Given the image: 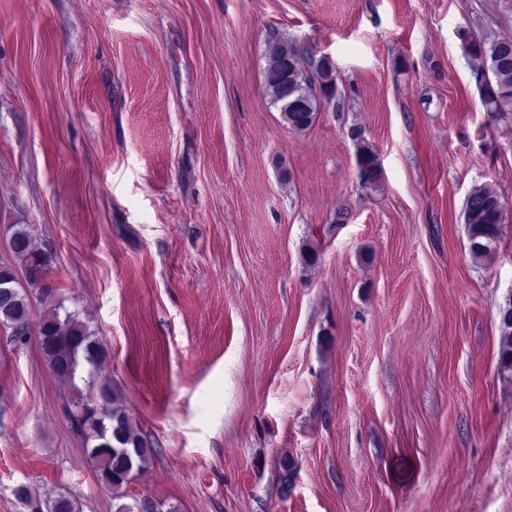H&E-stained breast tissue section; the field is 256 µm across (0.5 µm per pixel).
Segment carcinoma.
Instances as JSON below:
<instances>
[{
	"label": "carcinoma",
	"mask_w": 512,
	"mask_h": 512,
	"mask_svg": "<svg viewBox=\"0 0 512 512\" xmlns=\"http://www.w3.org/2000/svg\"><path fill=\"white\" fill-rule=\"evenodd\" d=\"M464 55L469 60L470 76L487 110L489 122L512 118V35L494 40L477 39L466 28L459 30ZM273 51L266 57V94L277 106L283 121L294 131L307 130L325 103L337 96V71L327 56L318 58L298 51L299 42L279 33H272ZM358 165L364 183L373 184L378 178V164L370 146L359 143ZM464 220L470 250L480 257L499 241L507 209L500 196L486 186H477L468 194ZM10 251L24 271L20 282L15 269L0 265V325L12 329L21 340L31 328H36L43 357L53 373L75 381L80 365L88 368L87 390L76 389L69 405L71 424L80 434L100 473L103 483L121 501L116 512H172L163 504L144 499L129 491L138 468L119 452L127 448L141 463H148L149 443L134 428L129 416L113 407L115 393L108 384H99L94 371L106 355L99 339L75 312H61L62 305L52 301V290L41 287L42 302L47 308L37 322H32L31 304L26 288L36 287L47 276L49 258L32 243L31 234L20 224L6 229ZM501 339L499 367L512 371V297L500 310Z\"/></svg>",
	"instance_id": "cac0c4a2"
}]
</instances>
